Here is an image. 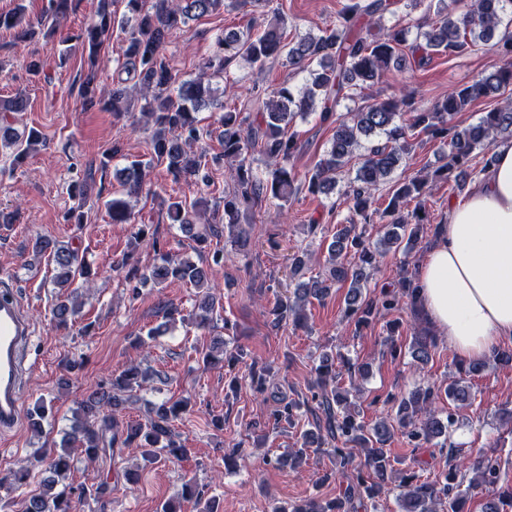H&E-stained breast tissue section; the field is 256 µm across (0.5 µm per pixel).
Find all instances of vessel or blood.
I'll return each instance as SVG.
<instances>
[{
    "label": "vessel or blood",
    "instance_id": "b4317fda",
    "mask_svg": "<svg viewBox=\"0 0 512 512\" xmlns=\"http://www.w3.org/2000/svg\"><path fill=\"white\" fill-rule=\"evenodd\" d=\"M33 326L14 283L0 278V433L13 430L22 416L28 349Z\"/></svg>",
    "mask_w": 512,
    "mask_h": 512
}]
</instances>
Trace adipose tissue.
Segmentation results:
<instances>
[{
	"instance_id": "adipose-tissue-1",
	"label": "adipose tissue",
	"mask_w": 512,
	"mask_h": 512,
	"mask_svg": "<svg viewBox=\"0 0 512 512\" xmlns=\"http://www.w3.org/2000/svg\"><path fill=\"white\" fill-rule=\"evenodd\" d=\"M482 182L451 202L419 270L418 307L465 363L512 343V139Z\"/></svg>"
}]
</instances>
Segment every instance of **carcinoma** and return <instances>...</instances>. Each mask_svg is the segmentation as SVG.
I'll return each mask as SVG.
<instances>
[{
  "label": "carcinoma",
  "mask_w": 512,
  "mask_h": 512,
  "mask_svg": "<svg viewBox=\"0 0 512 512\" xmlns=\"http://www.w3.org/2000/svg\"><path fill=\"white\" fill-rule=\"evenodd\" d=\"M72 0H47L43 14L36 20L26 15L25 6L17 5L8 13H0V28L15 32V38L24 42L30 39L35 28L46 25L55 27L71 9ZM125 12L117 16V0H97V10L92 22L76 37L77 44L58 50L59 65H64L75 50L87 56L88 67L78 88L84 109L99 106L120 120L132 113L135 99L129 95L126 80L113 83L108 96L99 94L100 54L103 40L112 33L115 21L129 29V37L120 48L121 63L118 71L135 80L143 103L139 105L146 122L152 123L151 158L132 161L124 168L123 187L132 196L147 187L146 178L154 164H163L173 180L192 182L210 187L214 184L212 169L221 163L231 162L229 168L232 188L224 189V224L229 229L232 242L244 248L249 243V231L244 217L248 211L264 200L286 202L296 195L302 185L313 194H328L336 188V178L360 147L361 137L376 134L384 141L367 148L361 165L349 185L348 198L355 220L336 233L329 245V268L326 276L311 277L299 282L293 295L279 298L270 310L271 325L278 328L288 323L303 327L307 323L305 304L321 300L337 283H349L345 316L356 317V325L368 322L374 310L381 306L392 309L399 299L390 291L377 299L362 298L361 284L368 281L378 269L382 251L366 244L355 233L354 224H372L383 221L387 231V244L401 245L416 240L419 226L427 221L425 207L417 204L412 212H404V205L420 199L432 190L434 183L454 178L465 184L470 162L475 151L483 153V168L494 162L493 144L497 136H512V102L494 107L482 116L478 124L458 129L453 124L457 113L480 98L494 96L512 87V35L503 36L502 54L505 63L495 70L479 76L448 97L426 107L415 105L414 99H387L375 101L356 112L350 119L335 118L340 100L363 91L377 83L382 75L406 63L423 65L433 54H458L475 39L489 40L502 27L512 26V0H461V10L448 12L442 3L427 5L426 11L434 19L424 25L420 21L403 23L396 20L387 26L384 19L395 15L401 0H352L342 10L336 25L320 33L303 35L294 42L287 41L288 22L284 12L276 9L263 30H229L216 37L212 55L203 63L202 78L178 80L165 56V46L174 33L186 27L191 20L213 14L226 7L225 0H123ZM420 30L421 42H409L412 29ZM283 58L288 67L304 70L311 64L309 84L295 88L283 82L277 86L254 87L241 101V107H227L212 80H222L229 67L243 59L258 68L267 62ZM27 107L25 98L18 96L0 103V146L10 150L12 164L19 165L40 143L41 136L35 129L18 132L8 123L6 113L22 112ZM213 109L219 112L220 137L224 152L208 157L205 138L210 131L200 126L199 112ZM320 111L323 122L332 121L334 132L330 147L313 170L305 176L288 165L298 150L295 134L287 133L296 119ZM412 113L408 126L400 122L402 111ZM417 129L433 139L448 145V162L433 174L418 176L398 182L391 191L384 211L374 207L375 194L391 180L403 156L413 147L408 131ZM258 150L267 160L269 171L261 178L253 172L250 161L252 150ZM169 220L192 232V237L204 242L211 228L195 230L191 214L206 210L208 200L196 199L188 206L177 197L163 200ZM106 208L114 224H128L132 211L127 201L112 198ZM36 256L49 254L56 265V282L66 288L58 298L54 315L60 326H67L78 312L73 287L77 279L88 282L91 273L85 264H77L78 255L68 246L47 238L36 239L33 245ZM131 256L122 259L120 269L125 279L137 286L152 282L156 285L172 282L191 284L200 289L209 280V271L190 260H176L166 254L149 268L142 269L129 263ZM217 297L203 293L196 299L189 318L200 327H207L212 320ZM436 339L429 331H422L412 344L413 357L422 364L428 362ZM242 360V352L224 354V343H216L203 353L204 365L222 363L233 369ZM316 377L309 388L311 400L322 405L332 440L342 444L333 449L339 462L336 479L347 483L343 495L322 501L306 499L291 505H276L273 512H354L356 504L374 503L389 492V475L393 472L391 459L380 448L394 434V426L384 419L366 425L359 414L344 408L349 392L327 391L328 382L337 378L334 360L321 357L315 366ZM270 370L249 368V387L256 395L268 390ZM147 376L139 366L131 364L77 406L70 431L65 433L62 451L46 457L39 455L35 461L46 464L48 476L43 480L41 492L25 498V512H73L65 491L57 492L59 479L70 470L78 451L86 460L96 461L112 452L117 438L123 445L141 449L142 457L151 460L163 451L167 458L182 460L187 449L173 439V423L188 411L189 400L151 404L149 416L143 422L119 427L112 418L124 403L121 394L143 390ZM440 394L428 386L418 388L401 398L398 425L405 429L410 441L426 442L442 437L454 419L439 416ZM300 404L279 401V406L269 415L268 423L277 428L282 422H291ZM471 471L468 485H463L459 473ZM495 467L490 464L487 452L478 450V457L451 464L438 478L420 480L414 474L401 481L403 491L398 495L399 512H467L468 497L477 490H486L481 512H512V489L494 491L486 489L492 483Z\"/></svg>",
  "instance_id": "cac0c4a2"
}]
</instances>
